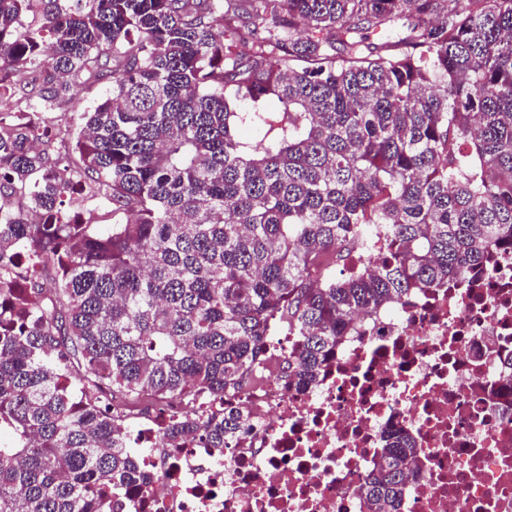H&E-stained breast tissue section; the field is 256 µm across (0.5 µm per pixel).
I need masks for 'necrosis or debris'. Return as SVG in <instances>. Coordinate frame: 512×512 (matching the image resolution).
<instances>
[{
    "mask_svg": "<svg viewBox=\"0 0 512 512\" xmlns=\"http://www.w3.org/2000/svg\"><path fill=\"white\" fill-rule=\"evenodd\" d=\"M353 323L303 391L283 382L289 339L274 331L263 376L234 398L244 434L222 454L163 444V421L190 404L158 406L133 437L150 481L118 512H365V484L397 437L423 461L398 512H512V247Z\"/></svg>",
    "mask_w": 512,
    "mask_h": 512,
    "instance_id": "4bbe7bcc",
    "label": "necrosis or debris"
}]
</instances>
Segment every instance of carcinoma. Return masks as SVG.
<instances>
[{
	"instance_id": "carcinoma-1",
	"label": "carcinoma",
	"mask_w": 512,
	"mask_h": 512,
	"mask_svg": "<svg viewBox=\"0 0 512 512\" xmlns=\"http://www.w3.org/2000/svg\"><path fill=\"white\" fill-rule=\"evenodd\" d=\"M248 3L267 26L244 60ZM73 73L112 87L72 164L66 116L0 117V192L26 195L0 206V512H116L147 477L110 400H218L164 438L220 453L272 322L306 390L356 313L512 246V0H0V106L23 86L55 112ZM87 189L112 229L66 207ZM359 241L381 257L352 266ZM421 466L390 443L366 512ZM81 212L82 218L99 230L112 227V204L103 197H99L93 203L88 204L85 211Z\"/></svg>"
}]
</instances>
